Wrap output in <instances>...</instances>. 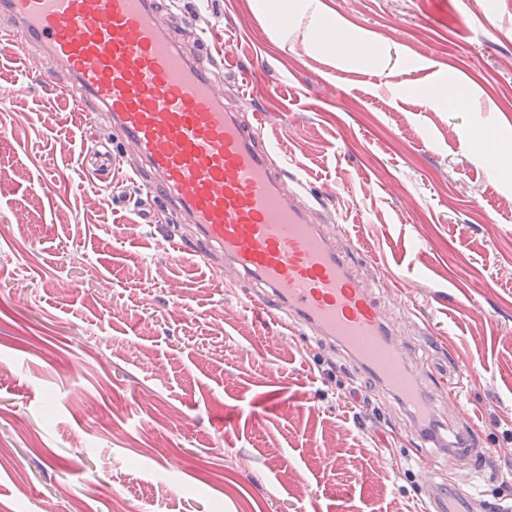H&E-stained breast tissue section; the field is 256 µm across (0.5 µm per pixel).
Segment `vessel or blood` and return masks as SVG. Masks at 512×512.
<instances>
[{"label":"vessel or blood","instance_id":"1","mask_svg":"<svg viewBox=\"0 0 512 512\" xmlns=\"http://www.w3.org/2000/svg\"><path fill=\"white\" fill-rule=\"evenodd\" d=\"M0 14L1 58L38 50L46 65L30 69L32 80L65 74L84 121L119 126L135 147L145 223L160 221L154 201L168 202L208 255L256 288L254 314L338 342L417 419H433L421 377L393 341L379 285L361 275L364 259L315 219L304 183L284 189L273 148L217 92L208 69L215 44L198 37L197 54H186L160 29L150 0H0ZM429 441L447 463L469 447L461 431ZM471 503L439 483L424 512H470Z\"/></svg>","mask_w":512,"mask_h":512}]
</instances>
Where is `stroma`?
<instances>
[{"label": "stroma", "instance_id": "stroma-1", "mask_svg": "<svg viewBox=\"0 0 512 512\" xmlns=\"http://www.w3.org/2000/svg\"><path fill=\"white\" fill-rule=\"evenodd\" d=\"M262 5L158 0V22L190 54L227 43L220 91L365 254L438 421L480 412L445 482L512 508V173L468 139H512V0H318L385 48L375 67ZM451 80L452 108L432 96ZM0 90V512H417L440 460L400 399L256 319L248 283L177 249L191 225L141 223L136 153L89 166L121 134L86 128L62 84L6 61Z\"/></svg>", "mask_w": 512, "mask_h": 512}]
</instances>
